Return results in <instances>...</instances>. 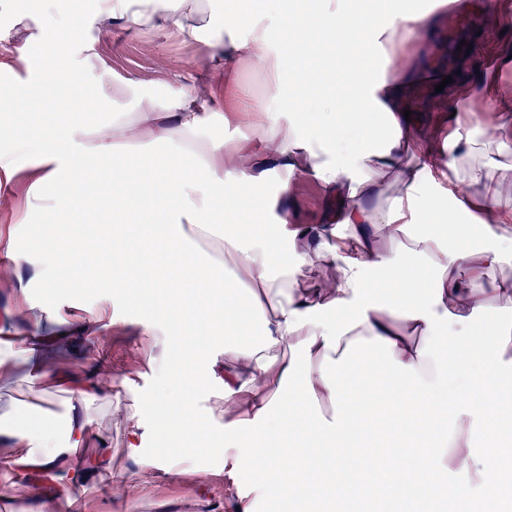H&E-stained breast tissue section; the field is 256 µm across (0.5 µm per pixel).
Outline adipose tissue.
<instances>
[{
	"mask_svg": "<svg viewBox=\"0 0 512 512\" xmlns=\"http://www.w3.org/2000/svg\"><path fill=\"white\" fill-rule=\"evenodd\" d=\"M363 31L344 63L335 44L344 17ZM171 22L187 39L217 38L224 53V81L239 83V65L250 62L272 83L274 95L242 90L241 124L250 134L228 145L214 137L220 112L206 111L196 94L175 88L147 98L124 113L110 95L82 90L78 72L92 65L93 47L81 30H70L74 72L41 68L31 83L12 79L0 61V112H64L53 125H0V193L32 162V200L50 197L49 215L34 250L47 251L40 280L48 288L75 286V267L111 270L136 280L137 298L152 319L141 335L176 337L187 361L167 363L160 386L141 406L152 418L179 430L195 416L190 384L203 374L194 357L223 343L236 359L220 379L225 407L224 461L230 477L257 465L264 478L252 496L237 495L235 512H254L258 499L300 502L318 495L329 507L362 489L378 487L414 512H435L452 489L492 487L498 512H512V443L502 430L512 418L501 402L512 395V327L491 328L480 318L488 294L512 307V161L498 160L492 146L512 131L501 117L471 133L456 118L445 151L414 133L403 112L415 81L407 61L413 41L432 20L427 13L396 7L378 28L362 0H317L319 40H302L298 10L280 17L292 33L296 55H320L317 77L296 85L279 79L267 25L242 7L217 14L209 0H93L90 21L148 27ZM246 37H237V30ZM383 52L386 69L371 68ZM322 112L318 125L305 119L308 102ZM111 117L92 128L87 114ZM362 136L350 143L345 130ZM279 179L280 191L257 205L255 189ZM317 182L328 201L319 223L300 224L286 200L294 185ZM398 192L383 206L371 200L389 183ZM108 200L112 220L94 227L99 244L71 252L82 222L59 224L55 216ZM486 243L474 246L468 232ZM228 255L232 276L214 260ZM330 269L322 287H299L302 267ZM468 277H460L459 268ZM499 269L493 290L484 278ZM14 319L26 330L0 333V377L18 359L33 372L68 385L66 435L52 421L19 418V403L0 402V461L14 473L38 471L48 489L35 490L34 512H59L71 499L61 473L83 466L85 399L120 405V386H100L95 371L57 370L55 352L68 346L69 331L42 334L41 316L25 286L15 290ZM297 353L298 361L280 356ZM481 363L486 377L474 381ZM293 441L281 444L282 434ZM327 467L311 483L314 458ZM458 486H450L447 474Z\"/></svg>",
	"mask_w": 512,
	"mask_h": 512,
	"instance_id": "adipose-tissue-1",
	"label": "adipose tissue"
}]
</instances>
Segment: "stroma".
<instances>
[{"mask_svg": "<svg viewBox=\"0 0 512 512\" xmlns=\"http://www.w3.org/2000/svg\"><path fill=\"white\" fill-rule=\"evenodd\" d=\"M436 25L424 31L418 40L420 51L415 60L426 71L450 77L443 91L434 83L421 82L407 94L413 128L434 132L444 139L450 124L441 106L489 117L495 96L512 98V64L503 59L512 54V0H467L465 10L442 5L435 11ZM95 66L80 77L86 90H104L138 110L142 94L163 92L174 87L197 91L213 111L232 113L239 106L236 89L225 86L224 70L206 44L183 40L175 27L159 23L148 28L112 24L108 31L89 30ZM17 41L8 13L0 11V53H10L16 82H27L34 70L48 67L68 70L73 51L67 32L44 33L34 58L13 56ZM467 49H460V42ZM23 277L31 284L30 301L41 311L46 331H54L56 321L86 314L102 305L116 308L124 319L123 327L110 330L101 347H87L75 338L71 348L58 351V365L82 370L86 364L104 360L112 365V381L128 383L122 405L108 410L95 397H87L86 412L90 435L84 444L85 456L101 447L112 452V466L135 482L126 494L112 490L108 475H90L78 487L69 507L63 512H234L233 490L224 475V456L220 453H196L178 449V437L143 413L140 398L157 382L160 362L178 357L175 343L156 345L137 335L136 324L149 321L146 310L135 300L129 288H98L96 271L79 272L75 288H47L32 280V267L23 264ZM228 357L222 345H215L202 361L209 382L194 390L197 402L195 424L205 426L212 441H219L224 429V404L218 397L217 376L224 371ZM140 413L138 451H130L129 426L124 417ZM39 476L34 472L4 477L0 474V512H29L33 503L31 488Z\"/></svg>", "mask_w": 512, "mask_h": 512, "instance_id": "1", "label": "stroma"}]
</instances>
